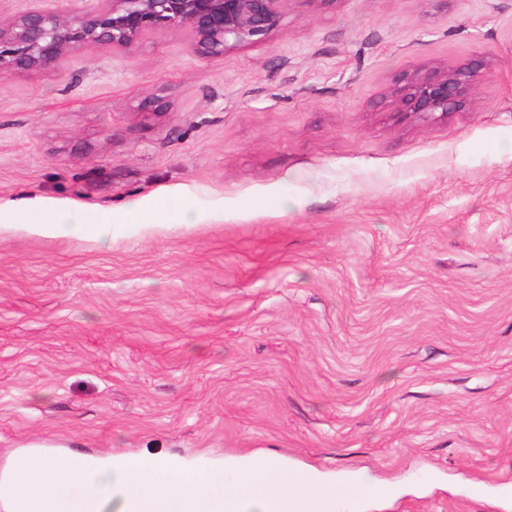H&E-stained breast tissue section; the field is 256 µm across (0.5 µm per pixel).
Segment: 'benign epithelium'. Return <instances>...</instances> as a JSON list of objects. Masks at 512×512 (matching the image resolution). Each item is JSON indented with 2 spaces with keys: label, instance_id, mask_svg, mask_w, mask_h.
<instances>
[{
  "label": "benign epithelium",
  "instance_id": "1",
  "mask_svg": "<svg viewBox=\"0 0 512 512\" xmlns=\"http://www.w3.org/2000/svg\"><path fill=\"white\" fill-rule=\"evenodd\" d=\"M91 10L65 14L32 10L0 26V74L46 71L69 53L98 47L130 48L160 28H188L197 49L218 55L275 31L288 0H97ZM483 65L405 76L392 91L406 118L448 116L460 105Z\"/></svg>",
  "mask_w": 512,
  "mask_h": 512
}]
</instances>
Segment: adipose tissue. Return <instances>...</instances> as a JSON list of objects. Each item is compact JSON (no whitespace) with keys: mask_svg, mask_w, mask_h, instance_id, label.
Here are the masks:
<instances>
[{"mask_svg":"<svg viewBox=\"0 0 512 512\" xmlns=\"http://www.w3.org/2000/svg\"><path fill=\"white\" fill-rule=\"evenodd\" d=\"M23 216L37 217L35 231L50 237H85L100 242L112 241L121 231L111 214L85 213L79 216L48 203H28L21 207Z\"/></svg>","mask_w":512,"mask_h":512,"instance_id":"obj_1","label":"adipose tissue"}]
</instances>
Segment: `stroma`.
I'll use <instances>...</instances> for the list:
<instances>
[{"mask_svg": "<svg viewBox=\"0 0 512 512\" xmlns=\"http://www.w3.org/2000/svg\"><path fill=\"white\" fill-rule=\"evenodd\" d=\"M474 60L398 118L404 75ZM508 141L512 0H287L219 55L166 29L0 75L1 205L169 202L109 243L0 215V470L266 455L393 485L376 512H512ZM481 63H472L454 71H434L406 75L392 91L405 119L447 117L460 105L475 80L482 76Z\"/></svg>", "mask_w": 512, "mask_h": 512, "instance_id": "stroma-1", "label": "stroma"}]
</instances>
